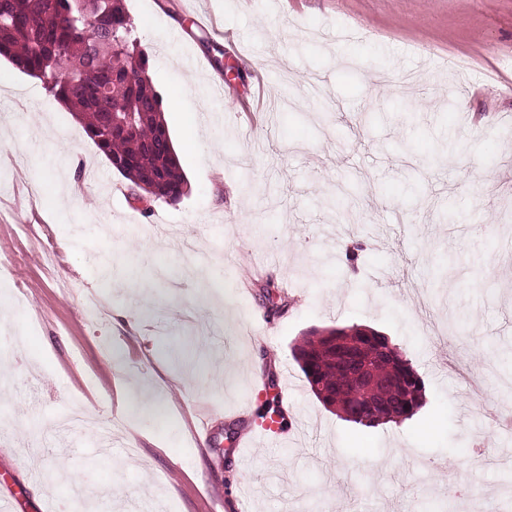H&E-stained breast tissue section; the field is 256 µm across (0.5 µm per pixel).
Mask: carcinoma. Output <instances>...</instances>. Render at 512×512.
I'll return each instance as SVG.
<instances>
[{"label":"carcinoma","mask_w":512,"mask_h":512,"mask_svg":"<svg viewBox=\"0 0 512 512\" xmlns=\"http://www.w3.org/2000/svg\"><path fill=\"white\" fill-rule=\"evenodd\" d=\"M0 57L38 79L44 90L85 125L112 167L145 193L147 205L176 202L185 179L165 119L162 98L151 86L146 59L121 0H0ZM353 352L370 363L399 398L385 396L376 412L349 397L333 336L315 331L294 347L293 357L308 384L334 393L349 421L374 427L401 421L422 407L424 383L405 353L372 330L351 327ZM278 417L287 425L280 395L265 401L255 419Z\"/></svg>","instance_id":"cac0c4a2"}]
</instances>
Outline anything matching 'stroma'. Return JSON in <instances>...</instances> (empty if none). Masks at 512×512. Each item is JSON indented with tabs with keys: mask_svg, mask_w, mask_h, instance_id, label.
Wrapping results in <instances>:
<instances>
[{
	"mask_svg": "<svg viewBox=\"0 0 512 512\" xmlns=\"http://www.w3.org/2000/svg\"><path fill=\"white\" fill-rule=\"evenodd\" d=\"M124 7L178 203L143 215L71 113L0 62V476L21 512L60 507L63 462L103 512H512V430L443 364L454 351L512 400V0ZM351 326L411 359L412 418L362 427L311 392L293 346ZM271 371L297 437L240 448ZM481 439L496 459L479 466Z\"/></svg>",
	"mask_w": 512,
	"mask_h": 512,
	"instance_id": "1",
	"label": "stroma"
}]
</instances>
